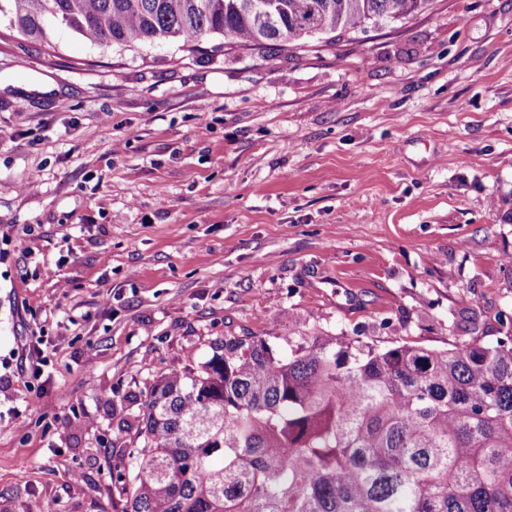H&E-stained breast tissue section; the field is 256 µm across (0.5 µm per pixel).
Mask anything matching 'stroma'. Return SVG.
<instances>
[{"instance_id": "1", "label": "stroma", "mask_w": 512, "mask_h": 512, "mask_svg": "<svg viewBox=\"0 0 512 512\" xmlns=\"http://www.w3.org/2000/svg\"><path fill=\"white\" fill-rule=\"evenodd\" d=\"M48 29L0 35V512H123L151 383L215 337L501 332L512 0L288 50Z\"/></svg>"}]
</instances>
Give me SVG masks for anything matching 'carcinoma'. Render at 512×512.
I'll list each match as a JSON object with an SVG mask.
<instances>
[{
    "label": "carcinoma",
    "mask_w": 512,
    "mask_h": 512,
    "mask_svg": "<svg viewBox=\"0 0 512 512\" xmlns=\"http://www.w3.org/2000/svg\"><path fill=\"white\" fill-rule=\"evenodd\" d=\"M430 0H0V25L52 18L104 47L221 35L259 50L403 21ZM158 377L124 512H512V328L490 343L381 348L250 332Z\"/></svg>",
    "instance_id": "1"
}]
</instances>
